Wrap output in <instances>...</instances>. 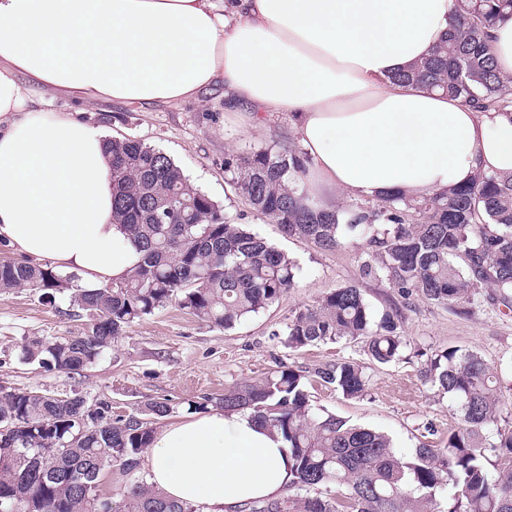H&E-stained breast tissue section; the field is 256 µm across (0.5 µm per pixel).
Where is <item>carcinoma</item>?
I'll use <instances>...</instances> for the list:
<instances>
[{"mask_svg":"<svg viewBox=\"0 0 512 512\" xmlns=\"http://www.w3.org/2000/svg\"><path fill=\"white\" fill-rule=\"evenodd\" d=\"M456 25L434 54L396 79L439 89L481 110L503 111L512 76L494 63L489 30L512 18V0H458ZM117 184L113 219L126 225L142 261L122 281L88 290L49 263L0 260V291L21 288L52 301L58 294L86 321L63 341L33 339L23 358L78 374L132 324L172 302L214 326L231 329L279 301L295 285L296 264L194 186L163 151L135 136L105 141ZM224 169L256 213L288 236L324 250L348 233L367 244L362 273L384 279L400 297L456 306L491 288L512 301V177L480 174L446 194L392 196L343 209L309 198L300 182L307 158L295 146L224 159ZM362 344L369 360L390 364L406 346L400 314L375 317L362 290L337 288L294 312L283 344ZM346 398L363 397L365 367L336 362L315 372ZM424 383L457 403L459 426L442 448L423 444L407 457L389 437L336 414L316 412L306 375L279 366L259 381L224 391V411L248 410L280 434L292 459L288 495L252 501L244 512H512V426L501 425L497 368L478 353L450 347L420 371ZM172 413L148 401L136 414L112 416V404L74 393L0 390V512H112L95 484L114 467L128 481L124 512H200L136 477L156 420ZM85 433L74 435L80 428Z\"/></svg>","mask_w":512,"mask_h":512,"instance_id":"cac0c4a2","label":"carcinoma"}]
</instances>
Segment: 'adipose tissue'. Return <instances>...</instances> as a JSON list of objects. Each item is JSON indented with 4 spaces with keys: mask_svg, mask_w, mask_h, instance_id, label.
Returning <instances> with one entry per match:
<instances>
[{
    "mask_svg": "<svg viewBox=\"0 0 512 512\" xmlns=\"http://www.w3.org/2000/svg\"><path fill=\"white\" fill-rule=\"evenodd\" d=\"M456 0H0V242L76 274L127 277L141 254L112 219L103 135L47 111L175 105L223 85L247 124L288 116L315 199L435 196L512 175V107L475 111L401 83L453 31ZM147 481L201 512H240L293 478L288 447L250 413L156 430Z\"/></svg>",
    "mask_w": 512,
    "mask_h": 512,
    "instance_id": "ef3b65f1",
    "label": "adipose tissue"
}]
</instances>
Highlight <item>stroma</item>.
Returning <instances> with one entry per match:
<instances>
[{
	"label": "stroma",
	"mask_w": 512,
	"mask_h": 512,
	"mask_svg": "<svg viewBox=\"0 0 512 512\" xmlns=\"http://www.w3.org/2000/svg\"><path fill=\"white\" fill-rule=\"evenodd\" d=\"M52 111L80 114L105 138L133 135L169 155L197 188L223 208L227 221L245 224L298 266L294 288L266 311L226 330L169 305L134 323L88 370L70 374L25 363L22 348L31 339L55 341L84 333L83 319L67 314L65 296L47 302L40 293L19 289L0 293V388L37 390L60 397L75 393L87 400L111 401L114 414L137 413L151 400H168L170 421L188 414L191 402L220 399L225 389L263 378L279 366L305 371L314 409H322L387 433L394 449L410 456L420 443L444 446L459 417L449 395L424 385L420 370L432 352L465 346L497 367L503 393V418L512 423V307L493 301L481 289L468 313L420 297L403 299L384 281L363 277L365 241L348 235L328 251L310 241L285 236L277 224L257 214L224 171V159L288 143L287 115L257 128L241 125L224 109V89L215 87L200 100L144 108L118 102L78 111L75 103L55 100ZM362 289L375 315L399 309L407 345L401 358L386 366L368 365L359 344L340 341L298 351L286 348L279 334L301 307L345 286ZM340 361L367 364L366 396L348 399L315 378L324 365Z\"/></svg>",
	"instance_id": "35a3bbf8"
}]
</instances>
